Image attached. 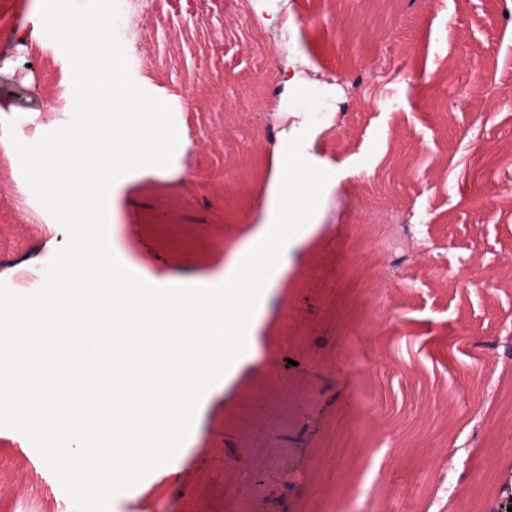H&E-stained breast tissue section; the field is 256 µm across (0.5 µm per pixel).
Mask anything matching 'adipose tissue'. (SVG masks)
<instances>
[{
	"label": "adipose tissue",
	"mask_w": 512,
	"mask_h": 512,
	"mask_svg": "<svg viewBox=\"0 0 512 512\" xmlns=\"http://www.w3.org/2000/svg\"><path fill=\"white\" fill-rule=\"evenodd\" d=\"M35 3L41 24L28 37L67 46L80 121L29 152L0 137L1 154L28 155L26 188L64 230L45 288L0 309V411L49 433L44 467L106 496L177 473L214 398L260 375L300 248L346 173L281 131L262 221L241 225L219 275L130 276L114 242L116 196L176 167L181 122L126 86L100 0Z\"/></svg>",
	"instance_id": "ef3b65f1"
}]
</instances>
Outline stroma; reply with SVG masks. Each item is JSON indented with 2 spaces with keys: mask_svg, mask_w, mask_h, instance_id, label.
<instances>
[{
  "mask_svg": "<svg viewBox=\"0 0 512 512\" xmlns=\"http://www.w3.org/2000/svg\"><path fill=\"white\" fill-rule=\"evenodd\" d=\"M244 0H126V38H114L135 60L125 66L130 85L149 95L166 94L188 138V175L135 181L118 196L117 244L142 274L193 270L208 276L224 263V244L242 224L259 221L254 186L266 173L278 129L252 125L247 115L274 100L290 110L316 111L329 102L332 126L309 147L348 176L325 207L321 240L304 253V272L293 275L283 308L281 340L268 359L288 357L279 390L267 381L241 386L232 401L216 397L194 444L185 449L186 484L175 492L154 484L143 493L108 497L87 493L59 470L38 461L48 436L21 415L0 418V512H71V501L88 497L90 512H154L159 499L175 500L180 512H254V496L231 495L233 479L214 450L236 436L229 419L251 392H268L261 423L250 427L242 459L274 458L277 471L306 467L309 480L322 472H347L353 483L380 482L389 504L404 495L405 481L435 464L438 435H469L448 471L453 495L431 512H455L461 500L484 497L490 477L512 463L494 453L497 430L512 424V402L464 391L466 364L480 361V342L512 327V277L502 256L512 255V184L488 188L487 210L468 209L475 174L499 152L512 150V102L446 95L447 60L493 53L500 84L512 87V38L490 14L498 0H433L429 9L385 11L403 18L395 33L410 54L386 59L382 33L367 30L357 48L336 40L341 21L356 24L362 0H343L330 11L326 0H295L302 18L293 39L298 56L316 68L315 83L297 94L274 80L278 62L267 34L245 29ZM373 73L359 96L332 95L329 82L348 59ZM34 67L56 93L53 104L31 106L0 91V136L39 143L46 128L63 130L74 113V79L66 47L46 39ZM485 113L483 126L472 115ZM402 146L416 149L419 165L391 166ZM21 159L0 155V263L22 265L18 290L43 287L54 259L44 244L58 230L53 216L26 193ZM387 210L405 216L397 240L411 235L438 248L425 265L395 282V316L377 315L368 302L370 280L362 269L383 268L362 246L369 216ZM372 385L378 407L369 410L349 393L345 379ZM390 451L376 457L382 441Z\"/></svg>",
  "mask_w": 512,
  "mask_h": 512,
  "instance_id": "stroma-1",
  "label": "stroma"
}]
</instances>
